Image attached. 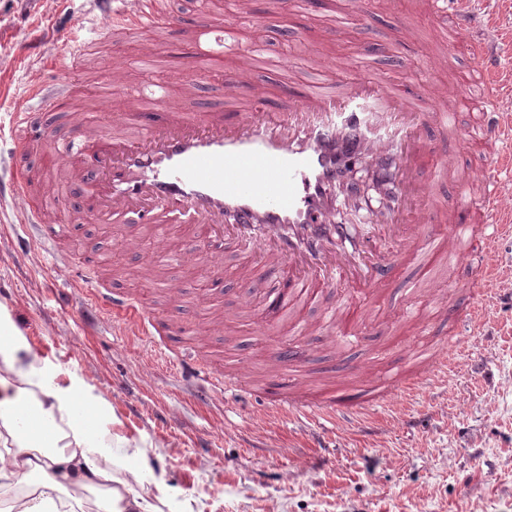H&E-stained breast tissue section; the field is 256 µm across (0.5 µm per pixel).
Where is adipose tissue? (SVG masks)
Segmentation results:
<instances>
[{"instance_id": "adipose-tissue-1", "label": "adipose tissue", "mask_w": 512, "mask_h": 512, "mask_svg": "<svg viewBox=\"0 0 512 512\" xmlns=\"http://www.w3.org/2000/svg\"><path fill=\"white\" fill-rule=\"evenodd\" d=\"M110 409L83 385H59L32 352L9 311L0 306V512H161L155 500L136 489L142 469L112 471L101 426ZM30 414L33 432L22 423Z\"/></svg>"}]
</instances>
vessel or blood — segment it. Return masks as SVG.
<instances>
[{
  "label": "vessel or blood",
  "mask_w": 512,
  "mask_h": 512,
  "mask_svg": "<svg viewBox=\"0 0 512 512\" xmlns=\"http://www.w3.org/2000/svg\"><path fill=\"white\" fill-rule=\"evenodd\" d=\"M114 28L156 29L180 24L182 12L173 0H94ZM251 13L250 0H229L220 19H205L185 31L195 58L205 61L236 48L235 29ZM495 34L475 13L471 0H456L448 26V46L477 65L480 96L471 100L462 81L432 87L425 100L415 93L388 87L373 73V55L361 47L351 60L362 75L345 93L327 77L336 68L332 58H314L319 82L288 94L286 108L274 111L266 103V88L253 73L260 65H282L280 52L255 49L244 53L235 82L214 86V107L181 111L159 85L134 95L135 110L164 108L166 117L128 133L127 122L100 124L75 121L66 136H53L39 153L49 170L67 168L78 186L84 213L99 223L191 224L201 233L196 245L207 250L217 238L229 237L245 252L258 255L280 270L291 299H314L315 285L335 286L337 280L358 276L375 293L390 287L396 257L373 254L368 235L336 219V206L327 189L338 182L349 157L391 163L396 182L386 229L398 248L413 253L422 270L439 255L456 268L476 265L481 301L467 305L465 319L484 318L483 298L494 292V241L512 230V116L491 120L489 109L504 95L497 73ZM72 72L55 84H35L30 96L34 112L17 113L16 125L44 126L63 112L62 91ZM248 100V109L225 114L224 102ZM456 184L457 202L465 215L443 218V205L434 197L436 184ZM476 202H467L471 186ZM55 185L32 196L28 171L15 167L0 182V198L22 204L26 224H55ZM447 223L446 235L424 233L427 224ZM95 306L113 321L135 327L152 338L156 320L144 301L94 291ZM327 320L339 337L354 336L352 309L337 304ZM455 348L434 352L428 371L416 381L402 382L404 392L426 385L437 368L451 367ZM284 411L335 419L334 399L311 403L285 402Z\"/></svg>",
  "instance_id": "vessel-or-blood-1"
}]
</instances>
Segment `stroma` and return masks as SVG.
Returning a JSON list of instances; mask_svg holds the SVG:
<instances>
[{"instance_id": "stroma-1", "label": "stroma", "mask_w": 512, "mask_h": 512, "mask_svg": "<svg viewBox=\"0 0 512 512\" xmlns=\"http://www.w3.org/2000/svg\"><path fill=\"white\" fill-rule=\"evenodd\" d=\"M252 2L267 42L305 59L291 71H257L270 104H285L288 90L310 84L313 48L347 60L355 44L365 43L375 49L378 72L413 91L448 80L432 63L445 22L429 0H394L388 10L372 0L359 25L338 27L329 39L324 2L306 14L289 0ZM477 9L501 35L502 64L512 63V0H480ZM105 26L91 0H0V178L19 162L32 168L35 182L45 178L42 139L27 156L16 155L10 119L33 108L30 83L69 65L61 37L82 42L85 57L71 111L54 128L59 136L69 131L72 113L97 117L103 77L117 55L131 63L130 87L164 83L176 94L190 82L193 92L182 101L188 111L211 104L214 84L237 77L232 56L194 65L181 28L105 39ZM149 39L164 50L142 70L134 62ZM17 211L13 201H0V304L60 382L83 383L110 403L112 438L143 443V489L166 488L163 512H512V236L496 245L497 291L485 319L465 329V291L444 264L424 273L406 258L385 294L366 297L341 280L284 313L264 301L274 275L248 264L227 241L223 278L199 276L193 263L156 269L181 289L175 305L139 276L152 257L154 228L91 224L61 210L56 221L68 233L49 248L39 246L35 228L18 223ZM122 239L138 242V250H122ZM115 262L120 270L108 286L145 298L151 314L171 327L157 344L99 314L90 289L71 286L72 278ZM339 302L365 313L349 342L321 329ZM459 329L463 344L443 379L398 393V380L420 366L418 351L439 350ZM191 357L224 371L226 385L205 383L188 365ZM370 375L390 401L357 419L332 424L270 411L286 391L332 396L342 409L357 405Z\"/></svg>"}]
</instances>
